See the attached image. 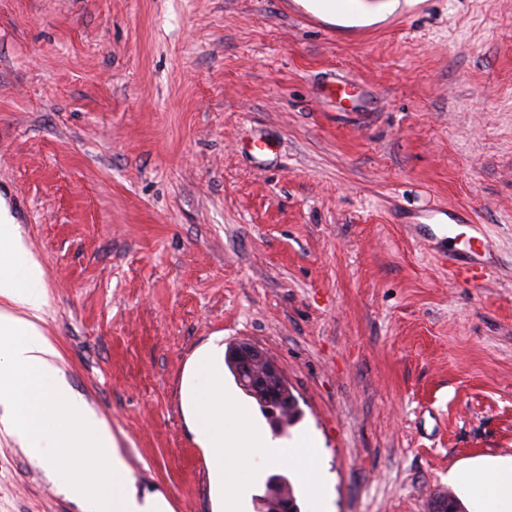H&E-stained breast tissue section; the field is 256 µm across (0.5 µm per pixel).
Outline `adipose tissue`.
Returning a JSON list of instances; mask_svg holds the SVG:
<instances>
[{
    "instance_id": "ef3b65f1",
    "label": "adipose tissue",
    "mask_w": 512,
    "mask_h": 512,
    "mask_svg": "<svg viewBox=\"0 0 512 512\" xmlns=\"http://www.w3.org/2000/svg\"><path fill=\"white\" fill-rule=\"evenodd\" d=\"M45 273L0 205V423L32 460L50 467L84 512H171L160 496L139 498L106 421L71 389L46 336ZM471 512H512V457L450 471Z\"/></svg>"
}]
</instances>
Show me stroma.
Instances as JSON below:
<instances>
[{
  "label": "stroma",
  "mask_w": 512,
  "mask_h": 512,
  "mask_svg": "<svg viewBox=\"0 0 512 512\" xmlns=\"http://www.w3.org/2000/svg\"><path fill=\"white\" fill-rule=\"evenodd\" d=\"M0 202L138 496L216 512L181 388L217 333L281 368L279 437H317L332 512H431L450 470L512 457V0L360 28L300 0H0ZM433 209L487 227V276L443 257L469 226L420 243ZM0 512H83L1 427Z\"/></svg>",
  "instance_id": "obj_1"
}]
</instances>
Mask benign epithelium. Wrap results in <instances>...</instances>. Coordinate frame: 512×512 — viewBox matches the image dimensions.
<instances>
[{"instance_id":"obj_1","label":"benign epithelium","mask_w":512,"mask_h":512,"mask_svg":"<svg viewBox=\"0 0 512 512\" xmlns=\"http://www.w3.org/2000/svg\"><path fill=\"white\" fill-rule=\"evenodd\" d=\"M229 361L240 387L264 400L272 425L280 428L282 414L288 411V400L279 392L284 385V375L278 364L262 347L246 341L230 347ZM267 500L276 505L278 512L293 510L286 483L280 477L268 485Z\"/></svg>"}]
</instances>
